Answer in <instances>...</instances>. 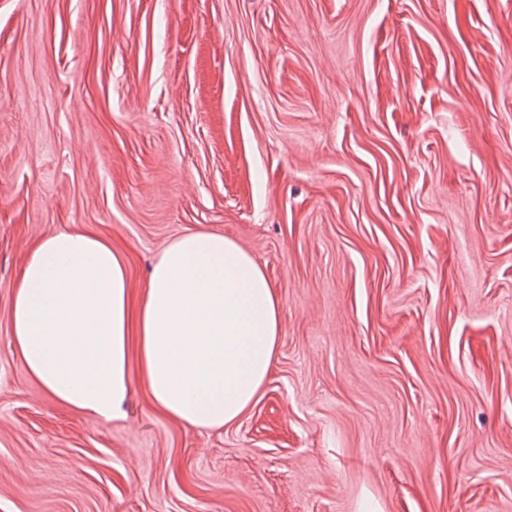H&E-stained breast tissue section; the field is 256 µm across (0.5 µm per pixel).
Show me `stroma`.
<instances>
[{
    "label": "stroma",
    "mask_w": 512,
    "mask_h": 512,
    "mask_svg": "<svg viewBox=\"0 0 512 512\" xmlns=\"http://www.w3.org/2000/svg\"><path fill=\"white\" fill-rule=\"evenodd\" d=\"M281 301L220 431L100 422L9 332L45 234ZM512 512V0H0V512Z\"/></svg>",
    "instance_id": "1"
}]
</instances>
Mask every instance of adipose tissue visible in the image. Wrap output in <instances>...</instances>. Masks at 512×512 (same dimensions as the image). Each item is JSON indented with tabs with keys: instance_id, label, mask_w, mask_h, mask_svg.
<instances>
[{
	"instance_id": "obj_1",
	"label": "adipose tissue",
	"mask_w": 512,
	"mask_h": 512,
	"mask_svg": "<svg viewBox=\"0 0 512 512\" xmlns=\"http://www.w3.org/2000/svg\"><path fill=\"white\" fill-rule=\"evenodd\" d=\"M280 301L235 240L206 230L169 243L140 295L122 255L85 230L46 234L10 303V338L58 404L108 422L134 383L193 429H221L256 400L276 360Z\"/></svg>"
}]
</instances>
